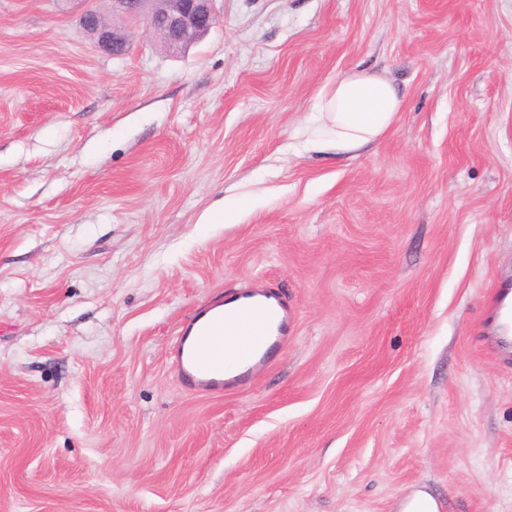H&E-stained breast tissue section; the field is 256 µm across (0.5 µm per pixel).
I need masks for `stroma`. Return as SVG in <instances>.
<instances>
[{"label": "stroma", "instance_id": "1", "mask_svg": "<svg viewBox=\"0 0 512 512\" xmlns=\"http://www.w3.org/2000/svg\"><path fill=\"white\" fill-rule=\"evenodd\" d=\"M89 6L0 0V512H512V0H218L120 56ZM360 69L402 110L321 151ZM257 287L285 348L187 391L180 330ZM82 26L88 31L91 30L98 48L121 55L126 51L130 40V31L124 27L112 28L99 23V14L92 8H88L82 16Z\"/></svg>", "mask_w": 512, "mask_h": 512}]
</instances>
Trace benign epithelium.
Instances as JSON below:
<instances>
[{"instance_id": "7a95c632", "label": "benign epithelium", "mask_w": 512, "mask_h": 512, "mask_svg": "<svg viewBox=\"0 0 512 512\" xmlns=\"http://www.w3.org/2000/svg\"><path fill=\"white\" fill-rule=\"evenodd\" d=\"M216 0H112V10L120 13L131 26L141 24L167 33L171 49L182 48L205 36L216 23ZM82 26L90 30L98 48L121 55L129 44L130 31L99 23V14L89 8L82 16Z\"/></svg>"}]
</instances>
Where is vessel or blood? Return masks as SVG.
Segmentation results:
<instances>
[{
	"mask_svg": "<svg viewBox=\"0 0 512 512\" xmlns=\"http://www.w3.org/2000/svg\"><path fill=\"white\" fill-rule=\"evenodd\" d=\"M226 311L191 320L177 337L173 359L182 382L201 393H220L230 382L259 372L288 337L289 318L281 304L269 303L252 290L226 302ZM234 360L226 366L216 351Z\"/></svg>",
	"mask_w": 512,
	"mask_h": 512,
	"instance_id": "vessel-or-blood-1",
	"label": "vessel or blood"
}]
</instances>
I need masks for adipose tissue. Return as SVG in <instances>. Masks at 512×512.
Here are the masks:
<instances>
[{
  "instance_id": "ef3b65f1",
  "label": "adipose tissue",
  "mask_w": 512,
  "mask_h": 512,
  "mask_svg": "<svg viewBox=\"0 0 512 512\" xmlns=\"http://www.w3.org/2000/svg\"><path fill=\"white\" fill-rule=\"evenodd\" d=\"M402 108L397 87L384 76L349 72L320 95L317 110L332 127L329 147L355 151L376 142Z\"/></svg>"
}]
</instances>
